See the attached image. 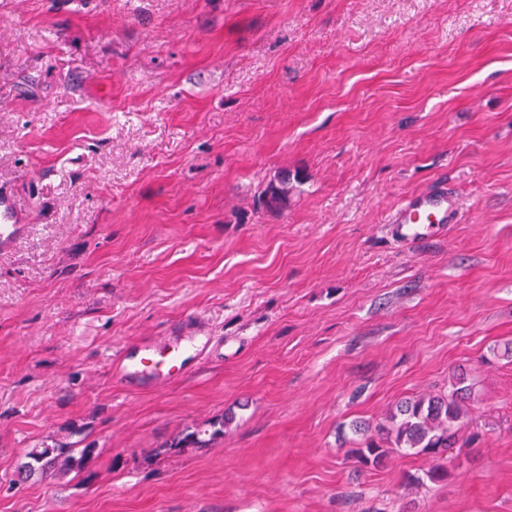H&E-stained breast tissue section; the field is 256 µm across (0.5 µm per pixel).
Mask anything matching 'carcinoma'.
Instances as JSON below:
<instances>
[{
    "label": "carcinoma",
    "mask_w": 512,
    "mask_h": 512,
    "mask_svg": "<svg viewBox=\"0 0 512 512\" xmlns=\"http://www.w3.org/2000/svg\"><path fill=\"white\" fill-rule=\"evenodd\" d=\"M288 192V177L279 184H270L265 194L267 203H281ZM472 387L467 378L459 373L452 377L448 392L400 402L386 422L374 430L362 424L353 425L360 436L355 449L364 464L379 465L392 452L413 451L417 454L440 457L453 447L458 426L463 421L467 404L471 400ZM224 433V423L211 424V429L192 431L179 438L176 448H204L210 441ZM93 450L86 448H33L21 463L19 476H38L80 472L92 462Z\"/></svg>",
    "instance_id": "obj_1"
}]
</instances>
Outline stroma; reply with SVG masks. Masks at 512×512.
Wrapping results in <instances>:
<instances>
[{
	"instance_id": "1",
	"label": "stroma",
	"mask_w": 512,
	"mask_h": 512,
	"mask_svg": "<svg viewBox=\"0 0 512 512\" xmlns=\"http://www.w3.org/2000/svg\"><path fill=\"white\" fill-rule=\"evenodd\" d=\"M67 2L0 0V512H512V0ZM441 185L460 223L392 241ZM460 371L447 480L357 461L353 423ZM75 441L89 468L19 480ZM26 230L27 224H23L22 214L12 196L0 191V251L10 250ZM184 351L178 345L170 349H158L157 346H146L141 353L126 360L123 357L118 371L123 372L126 379L142 383H165L185 373L186 361ZM212 431L209 432L208 429L204 430H196L192 431L183 437L179 438L175 443L174 447L176 448H204L210 444L212 440L216 437L224 433V424L223 422L218 423L219 427L216 426V423H210ZM209 435V439H204L201 436Z\"/></svg>"
}]
</instances>
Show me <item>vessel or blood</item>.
Masks as SVG:
<instances>
[{
    "instance_id": "b4317fda",
    "label": "vessel or blood",
    "mask_w": 512,
    "mask_h": 512,
    "mask_svg": "<svg viewBox=\"0 0 512 512\" xmlns=\"http://www.w3.org/2000/svg\"><path fill=\"white\" fill-rule=\"evenodd\" d=\"M460 208L456 194L448 187L417 193L395 209L387 228L397 243L412 246L436 236L440 228L458 223ZM27 230L22 214L12 196L0 191V251L10 250ZM186 368L179 346H147L141 353L122 360L119 370L124 377L142 383L157 384L182 376Z\"/></svg>"
}]
</instances>
